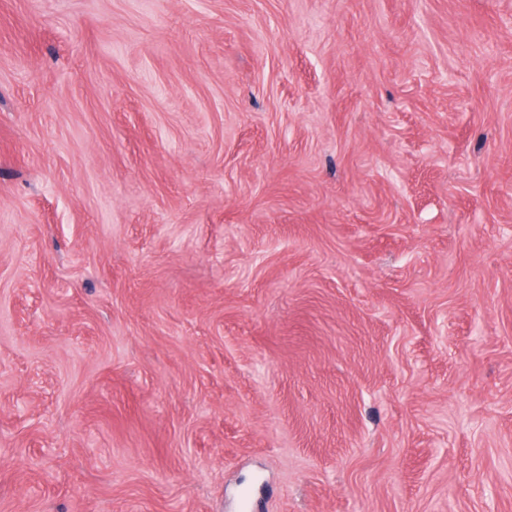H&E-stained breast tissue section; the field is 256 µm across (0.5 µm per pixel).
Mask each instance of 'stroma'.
Here are the masks:
<instances>
[{
    "mask_svg": "<svg viewBox=\"0 0 512 512\" xmlns=\"http://www.w3.org/2000/svg\"><path fill=\"white\" fill-rule=\"evenodd\" d=\"M512 512V0H0V512Z\"/></svg>",
    "mask_w": 512,
    "mask_h": 512,
    "instance_id": "1",
    "label": "stroma"
}]
</instances>
